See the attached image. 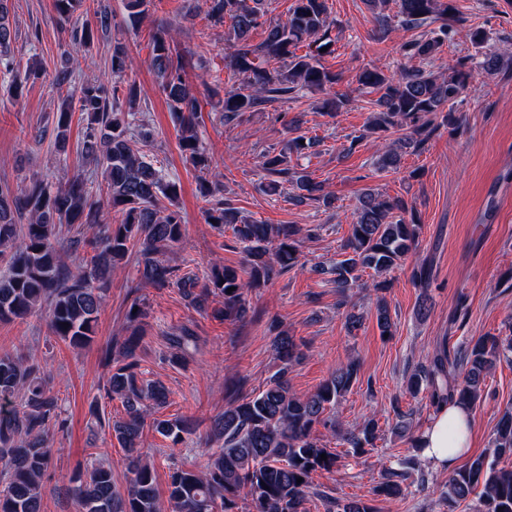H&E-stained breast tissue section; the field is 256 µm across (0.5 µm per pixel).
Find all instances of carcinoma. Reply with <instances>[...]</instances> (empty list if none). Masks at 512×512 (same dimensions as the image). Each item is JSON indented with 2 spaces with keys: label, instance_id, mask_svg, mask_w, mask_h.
<instances>
[{
  "label": "carcinoma",
  "instance_id": "1",
  "mask_svg": "<svg viewBox=\"0 0 512 512\" xmlns=\"http://www.w3.org/2000/svg\"><path fill=\"white\" fill-rule=\"evenodd\" d=\"M84 0H55L63 22L82 6ZM131 24L136 25L148 11L149 0H124ZM196 9L215 24L229 22L224 54L227 88L222 100L224 122L231 123L247 112L264 110L308 92L325 95L322 109L339 112L351 101V94L331 92L340 77L320 64V49L331 47L334 21L326 0H295L286 20H271L267 36L259 44L251 42V32L262 25L267 14L265 0H200ZM396 17L406 28H424L420 38L400 47L403 56L433 64L441 48L450 40L454 24L461 22L455 0H397ZM112 13L106 5L95 12V23L72 27L68 32L66 56L87 51L110 31ZM17 39L10 0H0V73L12 77L13 93H23L24 83L37 75L35 66L20 63L11 53ZM306 48L300 54V48ZM506 50L483 53L479 66L495 70L501 66ZM129 66L126 46L114 42L110 71L120 76ZM152 68L159 79L169 111L176 118L179 146L185 159L201 171L211 161L198 143L201 107L189 91L184 78L186 61L159 35L153 45ZM471 77L469 61L461 59L450 72L436 75L423 67L404 66L396 75L380 68L363 70L356 92L371 89L380 93L377 112L370 117L365 132L369 135L400 130L403 136L383 145L381 168L396 171L408 150L421 149L440 127L455 125L453 110ZM55 85L61 89V105L53 128L54 144L61 152L69 145L73 113H81L87 132L78 155L101 170V179L74 177L48 186L33 177L16 190L0 182V321L24 320L40 308L52 335L74 349L91 345L112 269L139 245L140 281L154 288L174 284L188 288L191 303L205 308L212 296L223 298L220 313L227 321H241L248 312L246 291L273 279L284 269L300 262V228L294 224H268L249 220L228 200L216 196L211 183L203 179L199 194L209 207L206 218L222 229H232L243 245V266L213 270L202 285L180 278L176 270L159 260V255L182 241L183 218L179 211L160 207V200L177 198L179 184L168 178L164 169L151 159L144 147L153 131L141 118L137 86H126L123 96L101 82L78 84L67 65L56 73ZM318 141L297 135L280 150L260 157L259 168L268 179L269 189L289 184L298 204L315 203L324 208L334 204L322 182L290 167L291 155L315 147ZM116 213L115 223L102 219L101 198ZM27 218L25 224L18 223ZM77 224L87 231L79 238L62 236V226ZM421 224L413 205L401 197H382L368 189L358 197L356 221L340 245V259L330 268L333 282L345 293L358 281L359 273L369 269L379 276L401 265L416 249ZM78 255L72 267L60 258L62 249ZM89 256H82L80 252ZM413 278L424 288L417 315L428 316L431 304L425 288L430 271L414 269ZM234 291H228V288ZM128 310L131 331L115 356L107 358L108 394L119 398L126 418L112 423V434L127 456L131 474L126 491L116 490L112 468L91 462L73 480L71 494L76 512H160L153 466L142 459L144 420L149 404L166 403L168 391L157 383L139 381L138 352L143 341L142 320L147 311ZM381 334H392V321L385 300L376 305ZM68 326H63V323ZM185 360L189 346H197L194 331L184 326L172 338ZM279 368L255 393L230 400L224 412L211 419L205 443L221 447L209 454L204 469L175 468L170 474L168 501L173 512H239V503L250 500L251 512H307L306 504L315 497L325 512H376L363 501L341 503L332 491L315 488L311 475L336 469L338 453L315 436L321 426L336 434V420L326 415L358 379V364L350 360L336 368L308 396L291 393L288 367L299 353L295 339L280 334L274 339ZM512 353V336H482L455 353L442 343L428 366L410 376L414 393L426 391L429 404L464 403L470 407L480 399L481 386L500 356ZM21 401H16V397ZM56 400L44 385L40 369L25 362L17 353H0V512H42L44 479L51 465L52 451L47 430L57 417ZM153 427L172 443L195 431L189 419L154 420ZM378 434V421L367 418L341 435L343 447L354 453L366 452ZM489 452L453 472L439 499L452 510L479 491V512H512V470L500 466L512 457V411L499 419ZM327 459H321V454ZM417 476L425 486V474L416 456L399 460V469L386 474L375 494L386 499L399 498L404 482ZM302 482H297V479Z\"/></svg>",
  "mask_w": 512,
  "mask_h": 512
}]
</instances>
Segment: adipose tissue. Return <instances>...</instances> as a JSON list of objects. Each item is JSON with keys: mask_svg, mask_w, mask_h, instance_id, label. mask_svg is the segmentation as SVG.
<instances>
[{"mask_svg": "<svg viewBox=\"0 0 512 512\" xmlns=\"http://www.w3.org/2000/svg\"><path fill=\"white\" fill-rule=\"evenodd\" d=\"M472 425L469 406L455 403L440 408L417 437L420 456L436 468L452 465L471 448Z\"/></svg>", "mask_w": 512, "mask_h": 512, "instance_id": "1", "label": "adipose tissue"}]
</instances>
